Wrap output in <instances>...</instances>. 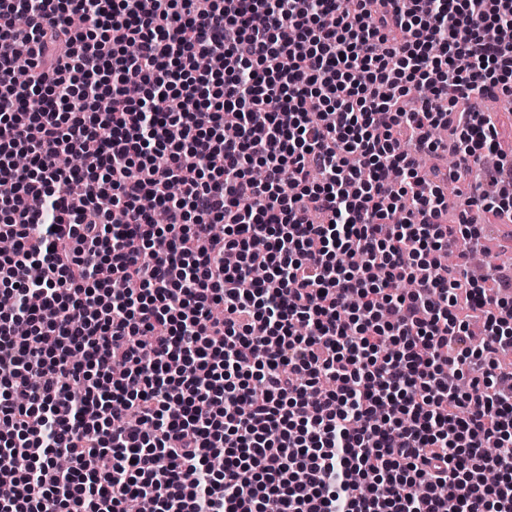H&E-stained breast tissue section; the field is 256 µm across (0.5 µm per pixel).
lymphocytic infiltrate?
I'll use <instances>...</instances> for the list:
<instances>
[{"label":"lymphocytic infiltrate","instance_id":"lymphocytic-infiltrate-1","mask_svg":"<svg viewBox=\"0 0 512 512\" xmlns=\"http://www.w3.org/2000/svg\"><path fill=\"white\" fill-rule=\"evenodd\" d=\"M477 94L512 0H0V512H512Z\"/></svg>","mask_w":512,"mask_h":512}]
</instances>
